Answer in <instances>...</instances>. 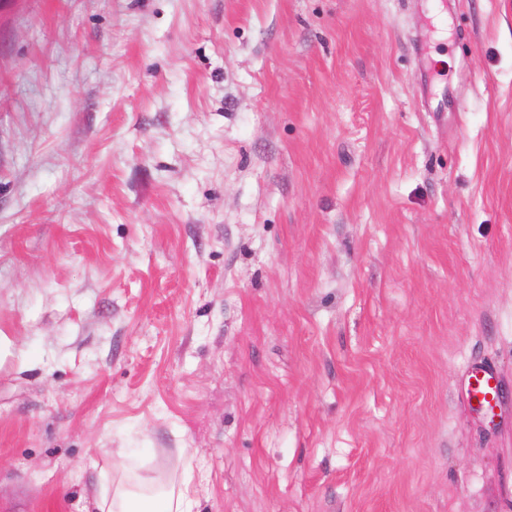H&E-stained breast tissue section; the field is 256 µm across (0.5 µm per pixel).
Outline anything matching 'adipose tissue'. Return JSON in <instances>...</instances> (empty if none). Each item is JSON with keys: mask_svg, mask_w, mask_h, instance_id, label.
<instances>
[{"mask_svg": "<svg viewBox=\"0 0 512 512\" xmlns=\"http://www.w3.org/2000/svg\"><path fill=\"white\" fill-rule=\"evenodd\" d=\"M95 506L97 512H194L196 503L184 483L156 496L116 491L106 484L101 487Z\"/></svg>", "mask_w": 512, "mask_h": 512, "instance_id": "adipose-tissue-1", "label": "adipose tissue"}]
</instances>
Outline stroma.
<instances>
[{"label":"stroma","instance_id":"35a3bbf8","mask_svg":"<svg viewBox=\"0 0 512 512\" xmlns=\"http://www.w3.org/2000/svg\"><path fill=\"white\" fill-rule=\"evenodd\" d=\"M146 477L512 512V0L0 12V512ZM468 393L473 402L482 408H492L500 397L499 381L492 367L473 365L469 369Z\"/></svg>","mask_w":512,"mask_h":512}]
</instances>
